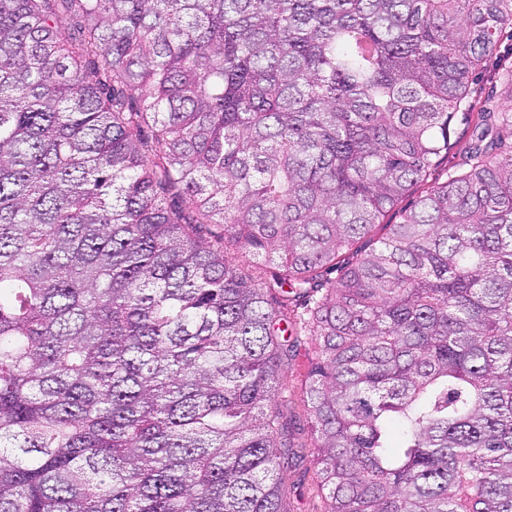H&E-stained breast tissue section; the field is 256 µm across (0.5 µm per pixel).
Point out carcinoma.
<instances>
[{
  "label": "carcinoma",
  "instance_id": "1",
  "mask_svg": "<svg viewBox=\"0 0 512 512\" xmlns=\"http://www.w3.org/2000/svg\"><path fill=\"white\" fill-rule=\"evenodd\" d=\"M508 28L512 0H0V512H288L292 336L327 512H512V70L471 88ZM464 123L465 122H461V113H459L455 122V128L457 130L456 140L452 139L451 141L453 142L455 140V143L448 150V159H446L441 166L442 180L446 179L448 172H452L454 170L455 165L459 161L460 153L465 147L466 138L465 135L461 134L466 128V124ZM224 255L229 264L238 268L249 266L253 268H262L266 271H269L276 268L279 264L278 259L271 261L265 256L255 255L243 248H230L224 253Z\"/></svg>",
  "mask_w": 512,
  "mask_h": 512
}]
</instances>
